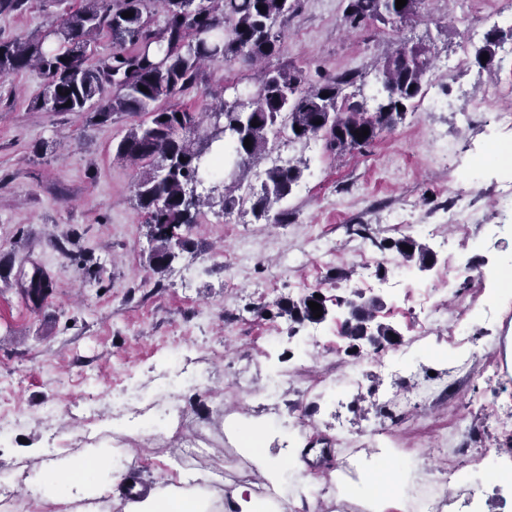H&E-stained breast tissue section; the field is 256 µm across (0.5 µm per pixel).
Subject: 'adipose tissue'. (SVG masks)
I'll use <instances>...</instances> for the list:
<instances>
[{"label": "adipose tissue", "instance_id": "ef3b65f1", "mask_svg": "<svg viewBox=\"0 0 512 512\" xmlns=\"http://www.w3.org/2000/svg\"><path fill=\"white\" fill-rule=\"evenodd\" d=\"M275 431L264 423L242 420L235 431L242 454L259 475L244 484H216L203 469L154 481L147 491L128 493L125 473H103V462L89 453L62 451L41 457L27 483L37 512H299L302 502L281 493L287 471L304 473L315 452L282 448L271 455L267 441ZM408 461L382 451L372 456L360 481L344 484V498L365 512H406Z\"/></svg>", "mask_w": 512, "mask_h": 512}]
</instances>
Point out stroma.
Listing matches in <instances>:
<instances>
[{"instance_id": "1", "label": "stroma", "mask_w": 512, "mask_h": 512, "mask_svg": "<svg viewBox=\"0 0 512 512\" xmlns=\"http://www.w3.org/2000/svg\"><path fill=\"white\" fill-rule=\"evenodd\" d=\"M500 0H420L410 20L342 27L345 0H301L284 28L275 65L310 77L352 76L342 94L370 99L373 63L401 43L429 44L424 94L365 151L328 152L322 139H281L245 182L266 169L301 162L305 170L285 202L288 221L268 224L250 208H203L188 231L192 248L163 273L149 267L152 243L135 201L142 168L113 148L138 115L32 109L46 79L37 68L0 78V472L33 447L57 449L82 432L87 416L123 418L113 390L126 388L148 417L174 409L178 432L124 442L103 433L100 446L121 449L141 481L183 468L252 480L230 423L274 424L281 442L332 446L319 470L363 469L375 449L412 461L411 512L446 496L454 512H512V480L493 479L512 447V191L486 166L467 193L458 221L448 219L463 176L494 137L512 140L496 115L512 113V38L496 50L495 69L474 49L495 25ZM77 0H25L0 13V41L38 36ZM465 57L462 67L453 61ZM250 64L207 61L195 82L172 98L201 112L228 87L254 85ZM496 84L495 99L484 91ZM367 224L372 239L348 231ZM411 235L435 254L430 270L407 266L381 239ZM70 239L69 254L56 241ZM41 270L53 284L32 306L21 273ZM321 289L329 314L296 325L275 315L278 300ZM377 299L376 322L398 342L375 353L349 349L345 299ZM206 371L196 386L183 372ZM334 378L321 395L304 394L310 377ZM247 377L249 394L234 391ZM390 405L397 423L382 421ZM203 449L186 455L191 442ZM460 466L448 472V457Z\"/></svg>"}]
</instances>
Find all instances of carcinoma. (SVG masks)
Instances as JSON below:
<instances>
[{
    "mask_svg": "<svg viewBox=\"0 0 512 512\" xmlns=\"http://www.w3.org/2000/svg\"><path fill=\"white\" fill-rule=\"evenodd\" d=\"M301 0H79V6L60 17L40 36L28 41L0 42V77L34 66L47 77L46 90L52 104L41 98L33 108L52 112H84L86 104L99 102L95 115L105 120L114 114L143 112L147 119L132 126L115 147V157L148 171L136 185L138 207L145 214L148 235L154 242L149 266L163 273L178 257L174 239L195 223L200 207L215 202L230 213L243 205L242 181L215 182L205 195H189L191 186L203 183L205 156L214 140L215 120L234 133L223 145L209 175L221 176L220 161L227 159L232 174L250 169L283 135L292 140L322 138L327 151L340 154L362 150L392 128L405 114L404 108L423 90L432 62L429 46L415 44L392 51L374 67L377 94L373 106L340 98L350 79L341 75L323 83L309 81L302 72L282 67H263L254 90L234 91L233 96L204 112H191L164 104L189 88L201 64L222 58L264 63L280 50L279 28L294 15ZM396 0H347L344 25L358 29L367 21L389 18L405 21L416 11L419 0H407L396 9ZM129 11L134 16L124 18ZM161 20H155L157 13ZM112 35L114 49L105 59L88 65L87 52L98 37ZM504 31L492 29L483 45L475 49L476 63L494 66L495 48ZM488 55V60L481 57ZM146 87L143 92L140 87ZM300 131H295V128ZM368 130L358 138L356 132ZM250 139L251 148L244 146ZM297 165L266 171L261 192L254 194L251 210L268 224H284L288 211L274 205L291 194L302 177ZM413 248L409 252L405 247ZM382 249H392L405 262L420 269L434 264L429 247L410 237L384 240ZM52 288L43 275L30 280L29 298L39 303ZM322 305L316 318L308 302ZM321 289L294 300L277 303L279 314L298 324L320 323L328 315ZM376 302L349 306L345 335L353 341L369 340L380 352L396 343L397 332L384 324H372Z\"/></svg>",
    "mask_w": 512,
    "mask_h": 512,
    "instance_id": "carcinoma-1",
    "label": "carcinoma"
}]
</instances>
